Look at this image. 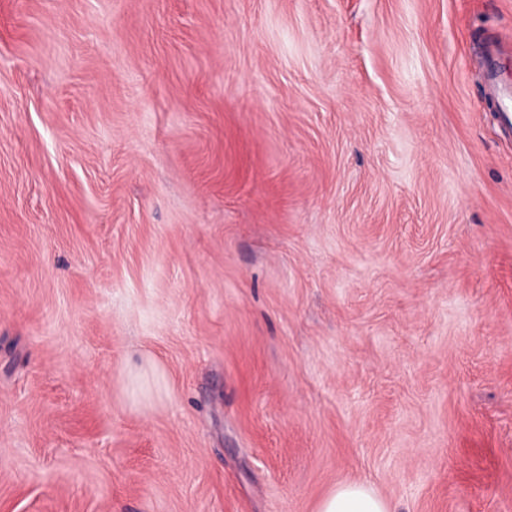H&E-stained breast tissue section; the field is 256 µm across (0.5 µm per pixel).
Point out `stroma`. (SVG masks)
Segmentation results:
<instances>
[{
  "label": "stroma",
  "instance_id": "stroma-1",
  "mask_svg": "<svg viewBox=\"0 0 512 512\" xmlns=\"http://www.w3.org/2000/svg\"><path fill=\"white\" fill-rule=\"evenodd\" d=\"M512 0H0V512H512ZM486 61L484 77L497 111L512 128V79L509 81L506 70L501 66L502 51L496 42L486 41L481 45ZM318 512H390L387 501L365 483L333 489L319 504Z\"/></svg>",
  "mask_w": 512,
  "mask_h": 512
}]
</instances>
